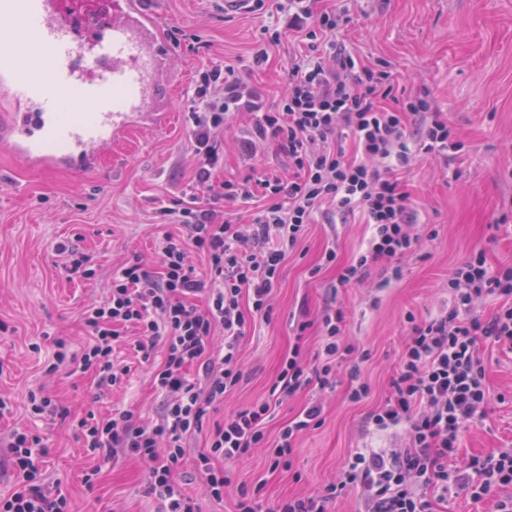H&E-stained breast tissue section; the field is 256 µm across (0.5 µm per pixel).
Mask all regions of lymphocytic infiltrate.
I'll return each mask as SVG.
<instances>
[{
  "instance_id": "f902f5d3",
  "label": "lymphocytic infiltrate",
  "mask_w": 512,
  "mask_h": 512,
  "mask_svg": "<svg viewBox=\"0 0 512 512\" xmlns=\"http://www.w3.org/2000/svg\"><path fill=\"white\" fill-rule=\"evenodd\" d=\"M315 3L279 0L277 5L287 16V28L309 41L308 55L289 65L277 104H267L238 67L198 71L187 99L195 148L192 183L173 206L160 210L165 223L181 230L160 238L158 272L147 271L137 259L126 262L113 273L109 296L83 315L89 341L76 361L81 372L95 375L99 388L122 385L130 375V366L115 359L116 348L146 356L164 346V362L154 373L165 399L160 417L148 420L124 409L73 419L47 394L31 406L35 415L70 419L100 464L128 457L145 462V493L157 502V512H198L181 471L186 442L241 382V342L251 321L270 319L279 269L314 215L330 203L337 213L360 215L371 226L363 253L340 273V285L361 281L382 261L391 263L392 277H400L396 259L415 251L421 240L403 175L417 152L444 155L457 148L451 128L427 97L385 107L393 92L390 71L358 66L337 47L333 35L348 14L319 11ZM235 115L247 118L238 134L250 172L218 182L214 174L224 167L221 138ZM346 137L355 144V159L345 156L341 141ZM270 147L287 156L295 177L260 163ZM253 199L262 203L253 223H232L225 204ZM198 255L205 267L196 266ZM448 293L449 305L414 324L392 392L367 418L369 435L387 438L388 447L356 449L326 494L282 501L276 512H327L329 502L350 485L362 491L365 512H434L436 503L460 491L476 501L497 494L496 512H512V448L467 459L459 454L469 426L492 400L481 343L512 353V266H491L484 251H476L454 268ZM484 296L499 301L487 318L474 313L475 298ZM344 319L339 310L324 315L320 352L311 361L293 352L275 391L290 396L314 381L330 386L354 352L342 330ZM126 328L134 329L135 337L123 336ZM218 328L224 332L220 351L211 345ZM192 368L197 377H189ZM322 413L321 403H308L272 441L266 436L270 401L225 416L197 465L213 496L223 498L229 482L213 460L235 462L263 448L271 467H291L297 436L321 425ZM6 448L17 483L0 499V512H68L67 498L44 484L40 437L18 428Z\"/></svg>"
}]
</instances>
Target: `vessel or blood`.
Returning a JSON list of instances; mask_svg holds the SVG:
<instances>
[{"mask_svg":"<svg viewBox=\"0 0 512 512\" xmlns=\"http://www.w3.org/2000/svg\"><path fill=\"white\" fill-rule=\"evenodd\" d=\"M66 0H0V149L38 170L85 173L135 127H165L172 107L162 87L172 45L144 0H110L104 26L79 32L65 19ZM33 40L16 45L19 32ZM128 88L121 107L105 88ZM76 89L96 105L68 112L63 92Z\"/></svg>","mask_w":512,"mask_h":512,"instance_id":"vessel-or-blood-1","label":"vessel or blood"}]
</instances>
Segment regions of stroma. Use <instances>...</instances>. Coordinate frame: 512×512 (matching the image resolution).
<instances>
[{
	"mask_svg": "<svg viewBox=\"0 0 512 512\" xmlns=\"http://www.w3.org/2000/svg\"><path fill=\"white\" fill-rule=\"evenodd\" d=\"M324 5L349 9L352 21L340 40L363 65L389 62L398 99L429 95L462 148L445 156L423 154L411 164L413 203L420 221L437 235L422 238L416 253L400 258L399 279H387L383 261L362 282L339 285L340 269L361 253L368 225L342 219L327 206L307 225L280 268L271 319L253 324L241 345L244 378L225 394L215 418L267 399L293 348L314 356L322 345L320 316L334 306L345 312V335L362 357L360 375L370 392L350 401L349 377L342 372L332 387L314 384L284 399L266 424L269 437H277L312 399L323 403V424L297 437L292 468L271 469L259 451L230 464L216 460L231 479L220 500L197 469L212 430L204 425L188 440L184 463L187 490L199 512H234L244 484L262 485L271 510L293 497L324 493L337 482L348 454L363 445L366 416L391 393L402 347L412 334L407 315L422 319L437 313L448 299L453 269L473 251L483 250L492 265L512 266V240L495 237L492 229L500 214L512 209V0H325ZM152 6L164 27L184 32L171 64L176 81L168 92L173 120L167 131L134 133L106 151L103 168L92 174L42 172L0 151V396L12 402L11 414L0 418V438L17 427L41 437L44 483L62 491L70 512H154L155 502L144 494L146 467L133 458L99 467L69 421L31 414L30 394L53 396L72 417L132 409L150 419L163 401L154 384L163 353L154 349L144 362L134 350H123L130 380L104 391L88 373H45V360L59 340L70 355L81 356L88 341L82 314L107 296L113 272L135 256L156 270L159 237L178 232V225L160 224L158 211L192 182L193 145L183 106L196 72L226 62L243 68L244 78L273 103L289 62L307 51L300 33L281 30L273 0L264 10L233 17L220 14L209 0H152ZM268 27L280 29V39L269 45L263 68L247 70ZM195 34L209 43L208 54L193 50ZM64 239L90 256L92 278H66L63 259L54 251ZM331 249L337 261L324 264ZM301 320L310 327L300 337ZM480 355L494 398L462 440L460 453L467 457L512 446V354L487 343Z\"/></svg>",
	"mask_w": 512,
	"mask_h": 512,
	"instance_id": "35a3bbf8",
	"label": "stroma"
}]
</instances>
